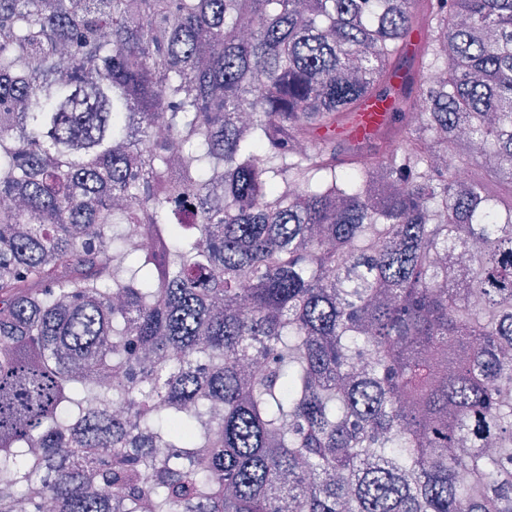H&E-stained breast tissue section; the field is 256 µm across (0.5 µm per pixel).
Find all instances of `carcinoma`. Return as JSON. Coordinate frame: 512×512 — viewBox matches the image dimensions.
Here are the masks:
<instances>
[{
	"label": "carcinoma",
	"instance_id": "obj_1",
	"mask_svg": "<svg viewBox=\"0 0 512 512\" xmlns=\"http://www.w3.org/2000/svg\"><path fill=\"white\" fill-rule=\"evenodd\" d=\"M0 106V512H512V0H0ZM385 102L375 98L368 99L362 105V112L358 113V120L352 127L349 135L353 139L362 140L375 132V130L388 118L385 112Z\"/></svg>",
	"mask_w": 512,
	"mask_h": 512
}]
</instances>
